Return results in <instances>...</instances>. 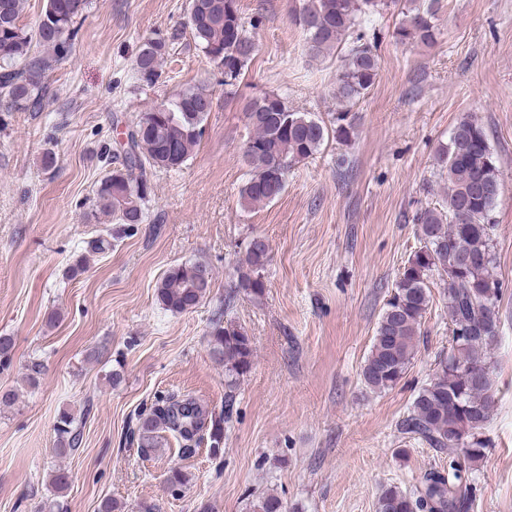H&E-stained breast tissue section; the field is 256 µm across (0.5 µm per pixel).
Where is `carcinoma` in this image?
Segmentation results:
<instances>
[{
  "mask_svg": "<svg viewBox=\"0 0 512 512\" xmlns=\"http://www.w3.org/2000/svg\"><path fill=\"white\" fill-rule=\"evenodd\" d=\"M25 0H0V110L33 112L42 108L48 73L69 53L78 35V20L87 0H46L35 23L21 24ZM385 0H302L295 22L310 52H329L352 39L336 70L333 94L343 108L331 125L297 112L286 98L264 93L246 106L248 136L243 154L251 168L239 191L243 206L271 203L286 189L288 172L313 157L332 137L348 146L356 136L357 118L350 105L375 85L381 62L364 34L354 33L363 17L386 6ZM438 0H404L396 41L431 45L437 35ZM187 18L195 45L222 69L224 85L234 86L256 55L257 47L240 12L239 0H188ZM178 33L147 39L135 61L138 81L158 82L170 45ZM214 98L204 88L180 91L168 105L140 114L128 133L122 167H116L98 185L96 207L112 217L115 227L86 241L85 256L68 269L75 278L86 271V256L105 255L122 236L147 218L148 173L181 167L199 143L203 123ZM437 163L448 181L445 207L417 213L421 247L407 259L378 322L372 349L362 368L365 385L373 390L395 387L405 376L421 341L422 320L432 299L430 280L446 284L443 298L451 326V352L440 360L435 376L416 394L404 433L448 455V470H432L411 488L382 490L377 512H469L473 487L466 473L487 457L481 431L497 406L491 370V346L498 336L501 285L495 264L491 213L499 199L501 182L487 129L473 115L452 129L448 143L439 146ZM270 263L269 244L257 236L247 242L237 266L233 293L253 298L265 294L264 273ZM213 270L205 262H185L169 269L158 281L156 298L163 309L183 313L195 308L210 290ZM212 354L224 363L227 387L252 365L249 336L232 320L217 317L209 332ZM191 397L174 394L155 400L145 416L138 415L135 431L141 456L149 457L161 445V433L184 442L186 452L200 431L208 430L210 448L224 444V422ZM54 452L72 456L82 444V432L73 412L60 411L54 426ZM58 499L70 487L69 471L60 467L51 477ZM253 512H285L269 494L253 503Z\"/></svg>",
  "mask_w": 512,
  "mask_h": 512,
  "instance_id": "obj_1",
  "label": "carcinoma"
}]
</instances>
